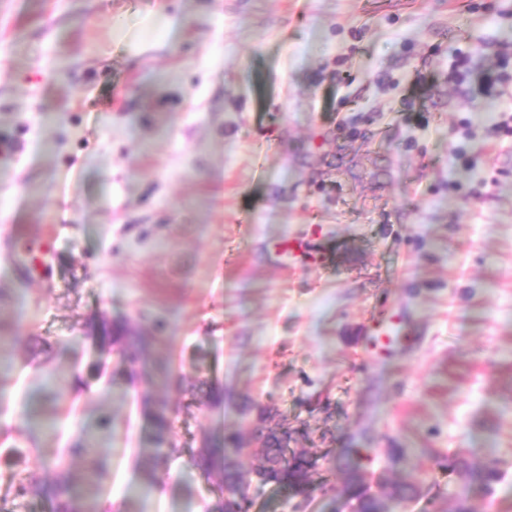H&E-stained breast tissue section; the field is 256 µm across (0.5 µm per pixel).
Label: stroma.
I'll return each instance as SVG.
<instances>
[{
  "label": "stroma",
  "mask_w": 512,
  "mask_h": 512,
  "mask_svg": "<svg viewBox=\"0 0 512 512\" xmlns=\"http://www.w3.org/2000/svg\"><path fill=\"white\" fill-rule=\"evenodd\" d=\"M506 45L512 0H0V501L86 437L64 460L105 461L112 512H209L192 452L252 447L264 409L317 467L250 512H353L345 448L418 489L401 512H512V81L480 82ZM392 308L409 336L370 356ZM113 330L149 342L124 375ZM159 400L183 453L150 487ZM51 254L46 245L28 246L27 273L32 277L42 278L48 270Z\"/></svg>",
  "instance_id": "obj_1"
}]
</instances>
